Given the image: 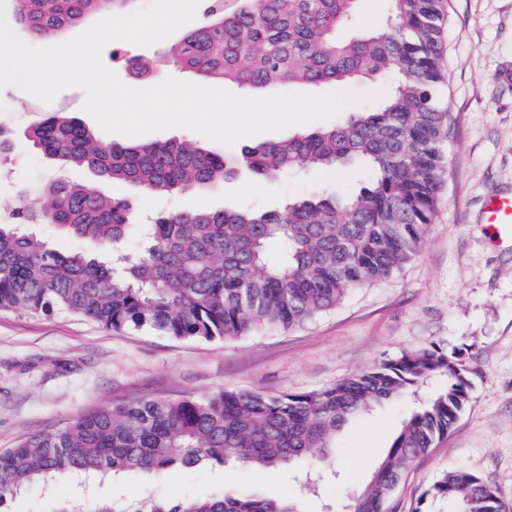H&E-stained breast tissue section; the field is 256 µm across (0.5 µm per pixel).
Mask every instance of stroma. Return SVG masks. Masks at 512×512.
<instances>
[{
    "label": "stroma",
    "mask_w": 512,
    "mask_h": 512,
    "mask_svg": "<svg viewBox=\"0 0 512 512\" xmlns=\"http://www.w3.org/2000/svg\"><path fill=\"white\" fill-rule=\"evenodd\" d=\"M441 66L447 110L442 188L418 255L392 278L353 290L336 307L290 331L248 334L229 341L189 342L111 330L79 317L32 318L0 313V452L29 433L55 430L80 414L142 397H202L221 389L268 394L319 390L372 365L432 346L462 351L472 398L448 437L405 472L389 512H451L447 502H422L446 471L475 473L512 505V237L488 227L492 197L512 196V0H446ZM165 42L149 47L106 44L104 65L129 82L124 59L155 65L152 87L169 77L198 82L167 63ZM85 93L63 90L44 104L20 88L0 90V128L12 140L0 170V212L35 200L51 179L136 200L142 215L204 205L274 209L285 201L355 184L356 171L291 174L270 185L230 180L201 194L158 196L102 181L83 167L43 156L25 138L47 112H69L89 128ZM413 401L385 403L351 420L333 442L337 477L319 493L303 492L294 470L261 472L224 466L165 469L151 476L122 473L84 484L65 480L50 490L27 489L12 512H53L77 501L94 512L99 501L170 499L249 492L287 499L299 512H346L351 495L387 454Z\"/></svg>",
    "instance_id": "1"
}]
</instances>
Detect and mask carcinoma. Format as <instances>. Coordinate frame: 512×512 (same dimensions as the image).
I'll return each mask as SVG.
<instances>
[{
	"label": "carcinoma",
	"instance_id": "obj_1",
	"mask_svg": "<svg viewBox=\"0 0 512 512\" xmlns=\"http://www.w3.org/2000/svg\"><path fill=\"white\" fill-rule=\"evenodd\" d=\"M133 0H16V20L49 37ZM358 0H203L202 22L174 42L169 59L200 77L245 90L390 79L391 95L343 124L243 146L233 155L188 141L109 142L79 118L53 112L27 131L58 163L156 194H191L233 171L269 183L295 170L348 166L371 173L343 195L293 199L270 210L188 208L150 224L133 203L57 180L33 205L0 220V312L40 317L65 311L108 329L193 341L251 330L292 329L347 294L391 277L419 252L439 197L444 163V75L439 44L445 0H390L347 37ZM56 225L86 248L59 251L31 231ZM138 238L137 250L126 245ZM460 355L433 346L382 362L318 391L266 394L224 389L209 396L134 399L26 436L0 453V512L24 489L59 476L238 462L257 470H322L336 433L354 415L391 400L418 407L355 497L352 512H387L402 475L448 435L471 400ZM434 390L420 397L429 385ZM496 489L449 470L422 496L457 512H490ZM97 512H297L243 492L187 502H104Z\"/></svg>",
	"mask_w": 512,
	"mask_h": 512
}]
</instances>
